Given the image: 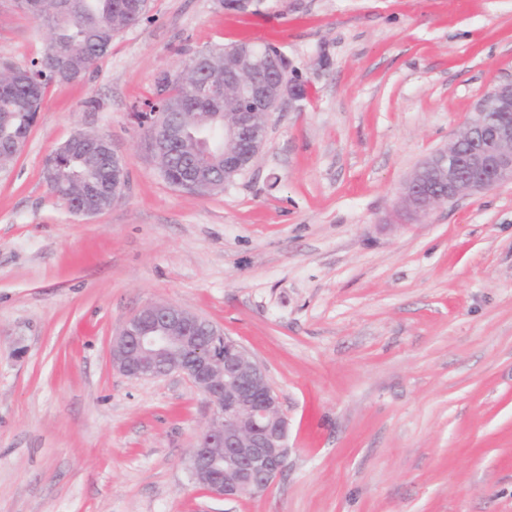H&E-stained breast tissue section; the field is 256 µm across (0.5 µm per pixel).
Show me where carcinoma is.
Masks as SVG:
<instances>
[{"mask_svg":"<svg viewBox=\"0 0 512 512\" xmlns=\"http://www.w3.org/2000/svg\"><path fill=\"white\" fill-rule=\"evenodd\" d=\"M140 13L126 9L127 0H24V13L39 20L47 30L46 44L54 56L42 53L24 65L0 59V170L17 157L15 145L30 134L49 87L61 83L59 64L77 61L85 72L96 68L106 57L100 42L113 43L117 35L142 19L147 0H140ZM211 85H224V49L212 48L194 55L175 73L155 79L158 102L147 103L157 119L170 124L182 122L187 112H222L224 98L208 94ZM192 131L168 155L163 177L172 186L196 168L192 153ZM44 179L51 192L63 202L82 203L87 184L112 183V162L95 139L90 138L74 154L54 152L45 163Z\"/></svg>","mask_w":512,"mask_h":512,"instance_id":"1","label":"carcinoma"}]
</instances>
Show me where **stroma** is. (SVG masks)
<instances>
[{"instance_id": "stroma-1", "label": "stroma", "mask_w": 512, "mask_h": 512, "mask_svg": "<svg viewBox=\"0 0 512 512\" xmlns=\"http://www.w3.org/2000/svg\"><path fill=\"white\" fill-rule=\"evenodd\" d=\"M244 39L309 96L223 192L175 188L136 115L161 73ZM44 45L0 0V57ZM507 81L512 0H149L92 73L49 88L0 172V512H512V184L397 216L414 168ZM79 129L128 176L89 219L43 179ZM154 302L264 365L289 421L266 492L193 482L211 409L185 377L113 370V336Z\"/></svg>"}]
</instances>
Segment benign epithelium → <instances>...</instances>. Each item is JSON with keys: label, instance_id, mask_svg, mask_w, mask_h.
<instances>
[{"label": "benign epithelium", "instance_id": "1", "mask_svg": "<svg viewBox=\"0 0 512 512\" xmlns=\"http://www.w3.org/2000/svg\"><path fill=\"white\" fill-rule=\"evenodd\" d=\"M284 54L249 48L224 69V184L249 170L262 149L271 113L301 101ZM512 183V82L492 87L473 116L405 181L399 209L428 215L459 198ZM205 319L172 303L148 305L112 337V368L130 379L184 375L212 405L189 455L192 479L219 499L269 489L288 458V417L264 366L239 343L203 351L195 335Z\"/></svg>", "mask_w": 512, "mask_h": 512}]
</instances>
